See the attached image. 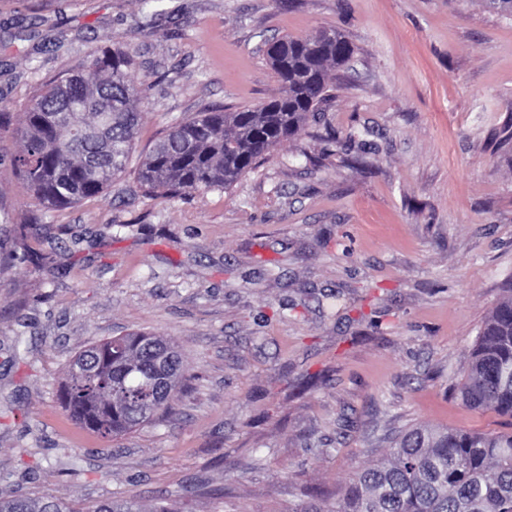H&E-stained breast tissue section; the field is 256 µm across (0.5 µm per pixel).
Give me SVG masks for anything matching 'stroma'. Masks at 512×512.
<instances>
[{
	"label": "stroma",
	"mask_w": 512,
	"mask_h": 512,
	"mask_svg": "<svg viewBox=\"0 0 512 512\" xmlns=\"http://www.w3.org/2000/svg\"><path fill=\"white\" fill-rule=\"evenodd\" d=\"M324 29L353 55L320 120L227 189L139 188L173 120L278 93L265 40ZM41 36L60 48L33 53ZM103 48L129 52L146 89L127 172L44 209L12 165L22 106ZM0 112V473L20 494L327 508L401 430L512 425L457 396L512 284V16L484 0H0ZM137 330L179 345L188 386L125 435L78 427L58 400L68 363Z\"/></svg>",
	"instance_id": "obj_1"
}]
</instances>
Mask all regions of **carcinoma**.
<instances>
[{"label":"carcinoma","mask_w":512,"mask_h":512,"mask_svg":"<svg viewBox=\"0 0 512 512\" xmlns=\"http://www.w3.org/2000/svg\"><path fill=\"white\" fill-rule=\"evenodd\" d=\"M353 53L337 31L284 35L266 43L281 84L277 95L234 109L215 108L173 121L146 155L138 177L147 193L181 196L224 189L258 159L295 136L322 105L336 69ZM131 55L104 49L73 72L40 86L24 110V140L14 166L27 187L54 209L103 193L127 165L141 120L142 90L129 80ZM151 333L103 340L95 365L71 360L60 390L62 407L103 438L124 435L171 408L190 375L178 346L168 389L158 391ZM458 397L468 408L512 420V287L489 314L463 371ZM0 512H78L55 497L31 499L0 487ZM89 512H140L134 503L102 501ZM295 512H512V430L469 432L415 427L387 453L357 470L324 510Z\"/></svg>","instance_id":"1"}]
</instances>
